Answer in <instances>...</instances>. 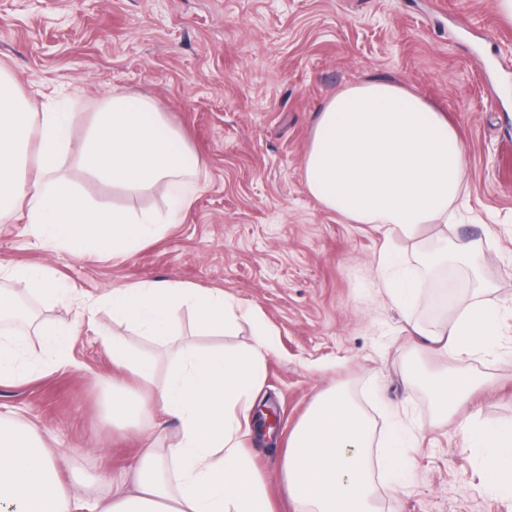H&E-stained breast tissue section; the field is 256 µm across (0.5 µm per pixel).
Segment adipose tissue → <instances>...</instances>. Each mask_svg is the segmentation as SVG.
Segmentation results:
<instances>
[{
    "mask_svg": "<svg viewBox=\"0 0 512 512\" xmlns=\"http://www.w3.org/2000/svg\"><path fill=\"white\" fill-rule=\"evenodd\" d=\"M74 118L59 105L34 111L0 74V215L30 225L54 248L132 255L191 205L194 189L205 182L206 164L152 99L116 94L94 113L80 162L94 178L128 195L166 191L169 217L163 222L148 211L89 203L61 174ZM30 154L37 172L20 178L22 160ZM465 174L466 151L447 118L406 88L383 81L349 86L327 101L303 160L305 187L321 206L349 223L384 228L377 263L398 273L384 281L385 293L407 316L411 336L427 341L444 362L423 378L440 426L491 385V375L473 363L491 353L503 309L477 291L444 293L439 302L448 317L432 324L413 319L421 270L401 256L394 239H415L434 226L441 234L429 265L472 262L481 242L452 241L446 234ZM0 276L53 302H70L76 293L46 266H0ZM101 306L114 323L161 347L172 342L174 315L184 307L204 332L230 335L245 323L254 340L238 352L182 347L161 380L154 358L99 331L114 366L129 377L112 387L113 422L142 426L150 398L178 420L176 436L166 448H141L129 479L133 491H123V477L113 478L112 502L103 508L65 487L37 428L0 415V512H274L244 446L272 350V331L261 316L223 289L176 280L128 283L88 300L86 311ZM30 375L24 338L1 333L0 386ZM460 431L479 453L486 489L512 497V424L489 427L470 420ZM373 435L370 418L346 394L319 395L281 458L279 477L296 512H378V474L392 488H404L410 438L389 430L375 455Z\"/></svg>",
    "mask_w": 512,
    "mask_h": 512,
    "instance_id": "obj_1",
    "label": "adipose tissue"
}]
</instances>
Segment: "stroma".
<instances>
[{
    "label": "stroma",
    "instance_id": "35a3bbf8",
    "mask_svg": "<svg viewBox=\"0 0 512 512\" xmlns=\"http://www.w3.org/2000/svg\"><path fill=\"white\" fill-rule=\"evenodd\" d=\"M0 68L34 111L65 93L74 142L105 98L149 96L205 161L208 184L179 223L129 257L76 255L46 245L29 225L0 218V264L50 266L96 297L134 281L178 280L221 288L259 309L274 332L255 403L280 415L274 441L247 447L277 512H295L279 482L288 436L315 397L345 388L377 433L400 423L414 434L405 493L379 488V512H512L486 490L474 449L456 422L433 424L426 391L412 385L413 349L399 312L381 291V234L350 224L307 192L302 164L322 106L368 81L403 85L445 112L466 149L467 209L449 238L482 241L487 299L512 303V21L494 0H0ZM62 173L86 199L165 216L162 193L136 198L101 184L69 155ZM495 240L485 244L486 229ZM473 286L451 266L423 275L418 319L433 322L442 288ZM34 324H2L25 335L38 367L26 383L0 387V412L35 425L55 452L64 483L129 469L142 440L112 427L115 369L96 325L125 334L107 311L89 325L80 304L20 291ZM75 330L70 364L55 368L35 323ZM177 343L249 347V326L201 336L190 311L176 319ZM487 366L493 389L460 417L512 422V317Z\"/></svg>",
    "mask_w": 512,
    "mask_h": 512
}]
</instances>
